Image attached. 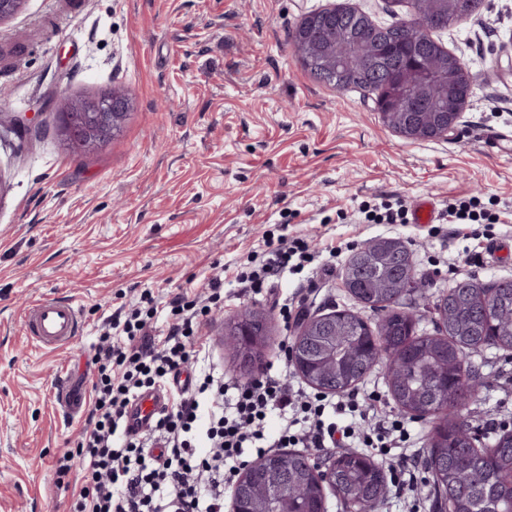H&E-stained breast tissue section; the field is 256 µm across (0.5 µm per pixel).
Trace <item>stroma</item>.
I'll return each mask as SVG.
<instances>
[{
	"mask_svg": "<svg viewBox=\"0 0 512 512\" xmlns=\"http://www.w3.org/2000/svg\"><path fill=\"white\" fill-rule=\"evenodd\" d=\"M334 0H26L0 22V118L24 116L25 140L0 137V512H70L73 486L54 467L75 450L82 415L58 403L60 371L85 387L102 324L142 291L158 311L154 335L173 323L176 295L202 292L224 270V300L203 317L199 368L239 382L222 343V320L256 309L271 329L267 366L289 370L284 347L307 318L348 309L372 318L342 285L353 250L399 238L429 282L416 299L418 329L434 332L432 304L463 277L512 279V152L486 134L512 136V0H483L477 15L434 33L471 76L457 130L409 140L386 126L373 100L336 91L295 57L290 33ZM120 89L131 103L104 147L73 149L62 135V97ZM429 196L437 210L476 198L491 223L471 227L364 222L359 206ZM335 247L323 267L288 271L261 288L235 274L270 238ZM74 302L80 332L59 349L25 334L23 314L45 298ZM485 383L470 422L496 437L512 431V360L489 348L471 355ZM372 420L403 419L401 447L367 456L395 483L392 464L418 458L414 489L388 490L376 512H446L424 461L426 424L403 418L374 369L355 387Z\"/></svg>",
	"mask_w": 512,
	"mask_h": 512,
	"instance_id": "obj_1",
	"label": "stroma"
}]
</instances>
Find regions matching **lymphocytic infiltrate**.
<instances>
[{
    "mask_svg": "<svg viewBox=\"0 0 512 512\" xmlns=\"http://www.w3.org/2000/svg\"><path fill=\"white\" fill-rule=\"evenodd\" d=\"M306 242L278 239L264 259L239 273L241 282L257 284L278 276L291 263L311 261ZM223 273H213L198 300L175 297L179 320L162 339L149 331L153 298L141 295L124 322L104 330L95 360L101 365L93 385L87 418L79 431L75 453L56 461V470L69 473L73 459L82 465L81 487L73 495V512H224V487L231 480L229 461L248 448L344 447L351 440L366 448H390L405 441L402 422L366 426L356 399L336 403L337 421H327L330 407L322 399L290 388L277 374L237 385L232 402L224 400V379L205 374L194 389L184 390L154 428L128 437L124 416L143 389L156 387L199 357L202 342L195 329L197 301L220 298ZM122 330L123 344L112 341ZM289 416L277 438L266 433L272 410ZM205 453H198V446Z\"/></svg>",
    "mask_w": 512,
    "mask_h": 512,
    "instance_id": "lymphocytic-infiltrate-1",
    "label": "lymphocytic infiltrate"
}]
</instances>
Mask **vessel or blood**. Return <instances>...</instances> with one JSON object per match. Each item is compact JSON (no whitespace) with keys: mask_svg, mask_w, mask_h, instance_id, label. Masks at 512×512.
<instances>
[{"mask_svg":"<svg viewBox=\"0 0 512 512\" xmlns=\"http://www.w3.org/2000/svg\"><path fill=\"white\" fill-rule=\"evenodd\" d=\"M24 326L35 345L57 347L67 344L78 334L80 321L72 303L50 298L30 305L24 315ZM57 394L61 405L70 413L80 409L86 399L82 387L64 377L59 380ZM165 407L164 394L155 389L143 392L129 408L127 431L133 435L150 431Z\"/></svg>","mask_w":512,"mask_h":512,"instance_id":"vessel-or-blood-1","label":"vessel or blood"}]
</instances>
